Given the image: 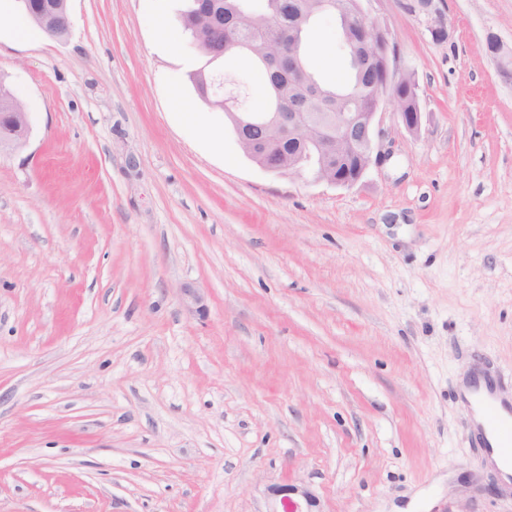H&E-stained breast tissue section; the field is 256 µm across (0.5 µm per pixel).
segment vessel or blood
Returning a JSON list of instances; mask_svg holds the SVG:
<instances>
[{"label":"vessel or blood","mask_w":512,"mask_h":512,"mask_svg":"<svg viewBox=\"0 0 512 512\" xmlns=\"http://www.w3.org/2000/svg\"><path fill=\"white\" fill-rule=\"evenodd\" d=\"M503 384L502 376L477 370L458 396L472 400L471 431L487 458L501 464L505 481L512 483V394L504 391Z\"/></svg>","instance_id":"vessel-or-blood-1"}]
</instances>
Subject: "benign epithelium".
Masks as SVG:
<instances>
[{
    "mask_svg": "<svg viewBox=\"0 0 512 512\" xmlns=\"http://www.w3.org/2000/svg\"><path fill=\"white\" fill-rule=\"evenodd\" d=\"M421 13L427 18L428 30L437 42L451 38V31L445 25L437 0H418ZM31 16L36 19L43 33L56 37L58 5L51 0H26ZM486 52L496 58L499 68L505 74L512 62V51L494 35L486 37ZM299 49L297 42H291L288 52V68L292 77L288 81V92L278 89L277 102L283 106L292 98L323 97L324 90L319 84L297 69ZM411 78L408 73H399L387 68L384 88L380 101L391 100L403 127L416 132L421 126L422 113L403 112L400 108L402 95L389 94V89L399 82ZM211 81L215 91H224L220 96L224 110L233 114L240 125L263 123L269 119L275 122L277 130L272 144L285 137L298 141L299 150L288 157V172L297 175L309 174L318 182L336 187H348L359 181L367 170L378 165L390 155L384 148L385 133L380 128V111L375 112H249L244 108L245 93L240 83L230 74L214 66ZM3 107L12 111L14 127L0 133V153L22 148L30 134L28 113L21 111V102L8 94ZM336 160V167L328 165ZM279 508L272 512H305L303 507L315 506L310 492L295 485L283 484L271 489Z\"/></svg>",
    "mask_w": 512,
    "mask_h": 512,
    "instance_id": "obj_1",
    "label": "benign epithelium"
}]
</instances>
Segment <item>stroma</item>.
Listing matches in <instances>:
<instances>
[{"label":"stroma","instance_id":"obj_1","mask_svg":"<svg viewBox=\"0 0 512 512\" xmlns=\"http://www.w3.org/2000/svg\"><path fill=\"white\" fill-rule=\"evenodd\" d=\"M364 6L422 123L384 106L391 158L334 187L243 153L183 0H68L62 39L0 0V512H512L453 396L512 380V0H442L441 43ZM307 54L346 75L335 16ZM21 105L22 103L9 92L3 107L11 112L15 125L12 130L0 133V154L22 148L29 138V116L28 112H21ZM13 109L20 112H12ZM271 494L278 501L281 510L277 508L268 512H313L303 510V503L306 508L315 506V499L310 492L295 485L283 484L271 489Z\"/></svg>","mask_w":512,"mask_h":512}]
</instances>
